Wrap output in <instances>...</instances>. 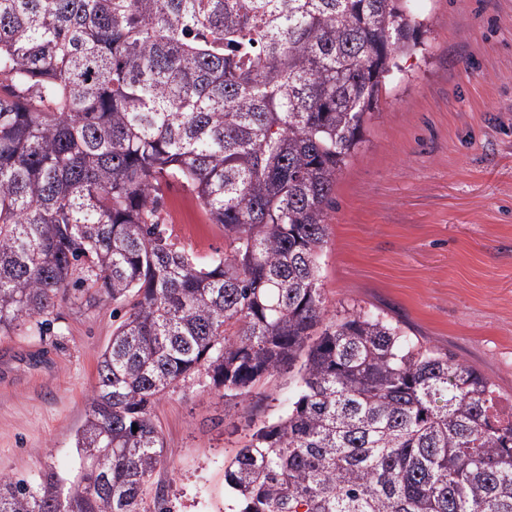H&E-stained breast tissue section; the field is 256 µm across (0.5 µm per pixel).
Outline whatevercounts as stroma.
<instances>
[{
  "instance_id": "obj_1",
  "label": "stroma",
  "mask_w": 512,
  "mask_h": 512,
  "mask_svg": "<svg viewBox=\"0 0 512 512\" xmlns=\"http://www.w3.org/2000/svg\"><path fill=\"white\" fill-rule=\"evenodd\" d=\"M419 49L340 173L321 259L329 313L387 316L424 344L479 369L512 400V0H418ZM161 217L201 259L229 250L181 184ZM115 321L111 305L63 309L45 329L0 336V474L77 464L75 434ZM281 368L228 399L195 376L151 408L164 458L139 512H235L224 469L252 426L288 406Z\"/></svg>"
}]
</instances>
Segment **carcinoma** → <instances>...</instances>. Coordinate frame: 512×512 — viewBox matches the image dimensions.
I'll list each match as a JSON object with an SVG mask.
<instances>
[{"mask_svg": "<svg viewBox=\"0 0 512 512\" xmlns=\"http://www.w3.org/2000/svg\"><path fill=\"white\" fill-rule=\"evenodd\" d=\"M423 27L408 0H0V335L118 319L76 473L0 475V512H137L177 381L237 398L297 362L224 470L238 512H512L490 379L322 295L336 180ZM173 183L230 252L171 239Z\"/></svg>", "mask_w": 512, "mask_h": 512, "instance_id": "obj_1", "label": "carcinoma"}]
</instances>
